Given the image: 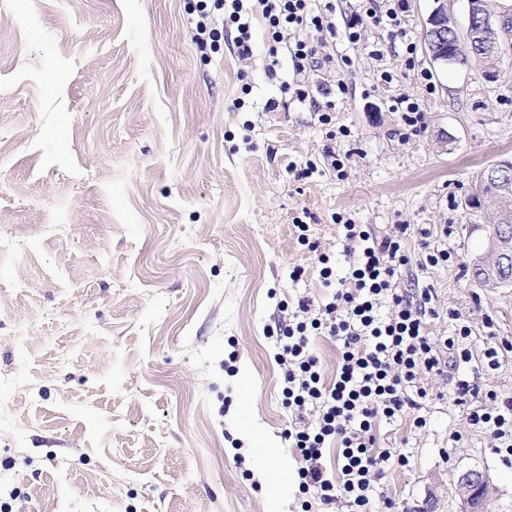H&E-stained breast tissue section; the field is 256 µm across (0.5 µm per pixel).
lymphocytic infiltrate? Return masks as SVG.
<instances>
[{"label":"lymphocytic infiltrate","instance_id":"obj_1","mask_svg":"<svg viewBox=\"0 0 512 512\" xmlns=\"http://www.w3.org/2000/svg\"><path fill=\"white\" fill-rule=\"evenodd\" d=\"M345 21L351 44L361 41L360 27L371 20L377 27L400 26L409 0H392L379 10L377 0H358ZM193 41L199 52L217 51L227 30H235L240 58L252 53L254 21H261L271 41L284 44L297 72L318 69L321 60L307 39L308 31H333L316 0H196ZM350 272L346 287L334 288L336 273L327 255H319V277L333 287L331 301L314 306L303 299L286 325L280 326L276 361L283 369V404L295 415L313 411L315 423L289 428L285 434L303 460L301 491L316 490L322 505H341L348 512H375V484L391 449L376 445L378 420H392L417 410L428 392L423 379L440 375L453 386L456 405L466 407L476 431L507 442L512 455V397L496 399L494 407L477 405L476 376L459 375L460 365L473 354L463 341L469 326L452 335L432 338L435 311L430 292L414 297L400 288V269L408 263L402 246L405 225L377 235L365 224L342 226ZM315 336L338 342L340 361L332 380H325L310 349ZM337 446L338 480L327 478L322 458Z\"/></svg>","mask_w":512,"mask_h":512}]
</instances>
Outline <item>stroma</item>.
Instances as JSON below:
<instances>
[{"mask_svg": "<svg viewBox=\"0 0 512 512\" xmlns=\"http://www.w3.org/2000/svg\"><path fill=\"white\" fill-rule=\"evenodd\" d=\"M331 5L335 33L309 34L329 63L300 75L282 52L272 77L260 27L247 59L229 39L201 55L192 0H0L5 512H322L298 489L269 333L298 300L327 301L318 254L346 275L333 215L379 235L406 225L401 284L430 290L435 335L470 326L477 356L512 341V287L471 276L497 215L463 205L484 170L512 161V49L491 82L478 62L430 61L433 0H409L397 28L364 22L358 48L344 33L350 0ZM339 79L349 91L325 126L293 91ZM403 96L423 114L418 131L394 110ZM310 162L309 177L288 171ZM299 219L317 251L299 243ZM448 224L456 262L430 266ZM425 385L426 427L410 413L377 425L378 447L408 460L384 464L379 495L394 512H459L457 477L476 469L494 487L488 512H512V461L442 377ZM248 425L288 463L278 496Z\"/></svg>", "mask_w": 512, "mask_h": 512, "instance_id": "35a3bbf8", "label": "stroma"}]
</instances>
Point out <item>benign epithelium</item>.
<instances>
[{"label": "benign epithelium", "mask_w": 512, "mask_h": 512, "mask_svg": "<svg viewBox=\"0 0 512 512\" xmlns=\"http://www.w3.org/2000/svg\"><path fill=\"white\" fill-rule=\"evenodd\" d=\"M437 2L439 5L430 14L426 29L429 35L427 50L433 61L448 64L469 55L476 44L481 47L485 58L500 60L504 47L497 42L496 33L512 19V15L505 11H490L484 0H467V39L462 43L457 32H448V11L444 0ZM457 492L466 512H485L490 485L482 472L468 470L462 473L457 480Z\"/></svg>", "instance_id": "7a95c632"}]
</instances>
